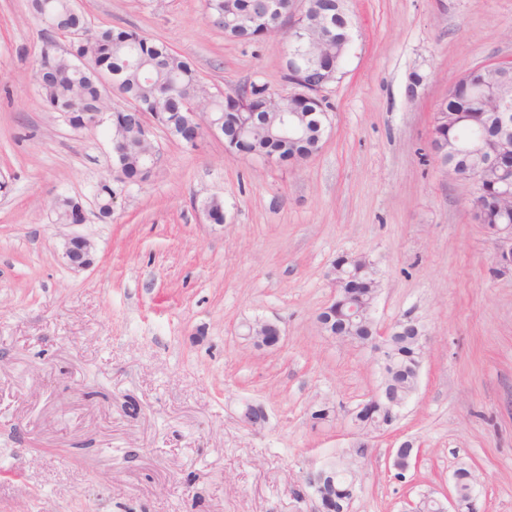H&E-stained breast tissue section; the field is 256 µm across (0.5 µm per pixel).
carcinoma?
<instances>
[{"instance_id": "carcinoma-1", "label": "carcinoma", "mask_w": 512, "mask_h": 512, "mask_svg": "<svg viewBox=\"0 0 512 512\" xmlns=\"http://www.w3.org/2000/svg\"><path fill=\"white\" fill-rule=\"evenodd\" d=\"M261 6L260 0H206L213 22L233 40L237 34L228 25V19L244 17ZM33 9L48 31L63 35L69 31H86L84 17L76 9L75 0H33ZM342 10L343 0H308L305 20L313 35L314 56L301 57L293 71L308 80L336 82V68L343 64L340 51L346 34ZM325 18L332 25L331 40L322 37L320 24ZM294 24L291 16L286 19L270 17L267 27L249 32L248 41L276 33L286 37L294 33ZM87 53L90 57L84 67L79 57ZM37 66L41 71L37 84L44 106L59 114L74 129L82 128V115L76 108L81 100H102L101 111L106 113L105 119L112 127L121 128L133 121V115L112 107L110 99L101 98L103 79L108 76L112 77L113 90L137 102L142 111L158 113V121L169 135L182 142L199 132L200 127L193 117L197 112L215 113L214 120L219 122L224 140L231 142L236 136L234 127L241 126L249 112L309 113L311 120L320 122L322 113L330 110L326 97L316 92L305 96L284 95L264 85L245 86L235 98L213 95L187 58L162 42L149 41L125 28H101L75 42L62 54H42ZM498 100L505 101L512 113V71L472 67L448 88L434 113L436 143L457 148L456 153L448 154V173L467 172L477 179L466 206L478 223L493 234L504 225H512V201L499 199L498 184V169L512 166V152L504 151V147H512V132H495L490 128L492 115L487 112L489 104ZM318 140L317 127L311 125L286 143L272 142L257 132L247 143L246 150L265 155L287 153L304 162L320 149ZM116 146L112 160L114 175L100 181L95 190L103 204L100 210L103 220L111 218L112 183L139 185L149 181L153 177L150 160L160 157L154 134L140 129L127 131L116 140ZM76 204L70 197L58 198L55 202L57 223L70 222ZM336 267L349 270L345 283L340 285L346 302L336 305V327L363 344L370 331L376 330V325L372 315L359 318L351 307L371 297L376 281L373 268L363 259L354 265L348 264L344 256L336 259ZM416 360L417 351L412 344L396 345L394 360L383 370L380 387L400 401L409 399L418 386V376L413 370ZM363 458L364 449L349 448L327 466L322 493L335 500V512H347L359 480L356 464Z\"/></svg>"}]
</instances>
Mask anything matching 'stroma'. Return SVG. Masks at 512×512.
<instances>
[{"label": "stroma", "instance_id": "obj_1", "mask_svg": "<svg viewBox=\"0 0 512 512\" xmlns=\"http://www.w3.org/2000/svg\"><path fill=\"white\" fill-rule=\"evenodd\" d=\"M90 29L124 27L190 58L212 93L282 89L280 36L226 39L205 0H75ZM354 41L329 86L331 128L293 167L190 148L155 129L160 167L94 206L107 126L75 130L35 79L48 43L30 0H0V512H310L293 495L355 437L346 414L381 381L372 347L316 316L339 256L376 264L374 320L429 337L418 387L377 438L350 512H403L460 465L478 512H512V272L464 202L471 182L428 157L432 113L468 67L512 56V0H347ZM86 223H56L58 196ZM224 203V223L204 205ZM96 262L62 258L70 235ZM278 320L259 350L244 323ZM329 402L335 421L313 423ZM266 422L244 424L246 405ZM414 441L398 476L392 450ZM63 256L74 269L84 270L94 264L95 254L93 243L80 235L68 238L63 246Z\"/></svg>", "mask_w": 512, "mask_h": 512}]
</instances>
